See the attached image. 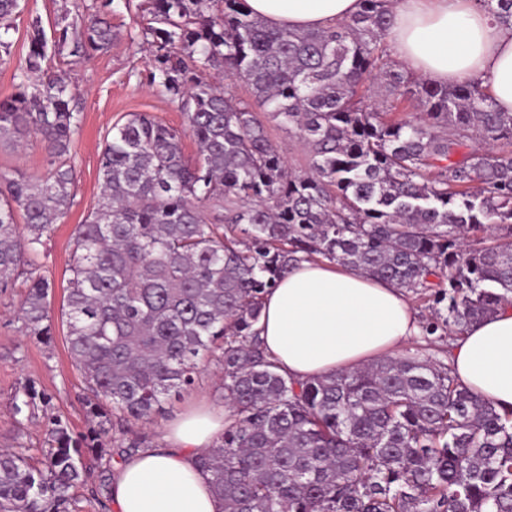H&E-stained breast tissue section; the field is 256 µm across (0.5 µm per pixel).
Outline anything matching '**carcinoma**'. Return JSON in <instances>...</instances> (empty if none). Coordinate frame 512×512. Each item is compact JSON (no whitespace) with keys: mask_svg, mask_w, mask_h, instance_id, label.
<instances>
[{"mask_svg":"<svg viewBox=\"0 0 512 512\" xmlns=\"http://www.w3.org/2000/svg\"><path fill=\"white\" fill-rule=\"evenodd\" d=\"M114 2L92 17L63 14L50 36L40 19L29 24L22 90L0 100V141L36 137L49 167L0 190L1 292L72 204L77 92L47 62L107 50ZM387 2L360 0L350 20L300 31L267 25L247 0H148L149 79L180 102L186 127L138 112L112 126L60 312L87 431L73 436L55 396L25 384L13 416L41 414L48 450L38 465L0 452V512H71L73 489L91 477L84 453L151 447L132 424L193 390L203 359L224 370V434L198 458L223 512H512V412L445 364L408 352L301 382L258 336L263 294L303 259L427 301L426 336L512 301V112L475 82L431 84L395 68ZM479 3L512 26V0ZM23 9L0 0L1 63ZM211 69L244 82L266 119L206 81ZM382 86L420 112L387 117L373 99ZM267 119L302 141L305 173L288 172ZM470 142L480 147L464 151ZM25 285L24 335H53L52 283L31 272Z\"/></svg>","mask_w":512,"mask_h":512,"instance_id":"obj_1","label":"carcinoma"}]
</instances>
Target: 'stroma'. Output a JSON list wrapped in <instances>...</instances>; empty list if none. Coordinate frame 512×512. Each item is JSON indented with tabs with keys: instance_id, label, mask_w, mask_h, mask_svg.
Segmentation results:
<instances>
[{
	"instance_id": "stroma-1",
	"label": "stroma",
	"mask_w": 512,
	"mask_h": 512,
	"mask_svg": "<svg viewBox=\"0 0 512 512\" xmlns=\"http://www.w3.org/2000/svg\"><path fill=\"white\" fill-rule=\"evenodd\" d=\"M144 0H130L128 6L109 13L108 19L117 37L104 52L76 59L55 58L54 71L64 75L78 93L81 106L80 125L70 144V157L76 179L72 186L73 204L57 221L56 230L37 257L32 270L47 277L52 285V308L60 310L69 277L74 250L73 232L96 206L101 184L99 158L113 124L130 112L153 116L162 123L181 129L185 118L178 104L163 94L158 86L149 85L146 74L151 67L153 48L142 34L148 14ZM100 0H25V10L15 21L8 39L11 54L0 64V100L18 90V74L29 50L28 24L41 19L45 29L68 10L78 12L99 5ZM47 170V154L37 139L22 146L0 142V175L22 172L38 178ZM22 289L0 293V450H23L40 457L44 446V422L36 418L16 427L12 418V397L25 380H32L55 397L57 413L66 417L74 433H82L87 421L82 406V383L66 345L65 326H56L50 341L23 336L20 327ZM223 373L215 361H202L197 388L171 400L166 415L136 425L137 433L152 443H160L169 419L197 404L220 406L224 403ZM84 463L90 481L75 492L73 512H113L108 495L112 476L118 466L116 454L99 457L86 454Z\"/></svg>"
}]
</instances>
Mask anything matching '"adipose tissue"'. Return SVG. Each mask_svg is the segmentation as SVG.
<instances>
[{
    "mask_svg": "<svg viewBox=\"0 0 512 512\" xmlns=\"http://www.w3.org/2000/svg\"><path fill=\"white\" fill-rule=\"evenodd\" d=\"M269 24L324 28L353 17L359 0H247ZM387 35L395 55L438 84L479 80L501 111L512 112V29L477 0H394ZM260 335L289 376L307 380L353 371L395 356L419 333L418 316L395 284L323 259L295 263L262 299ZM458 382L512 411V305L474 322L451 348ZM224 430L223 413L177 417L164 445L141 449L112 480L114 512H222L208 475L196 465Z\"/></svg>",
    "mask_w": 512,
    "mask_h": 512,
    "instance_id": "ef3b65f1",
    "label": "adipose tissue"
}]
</instances>
